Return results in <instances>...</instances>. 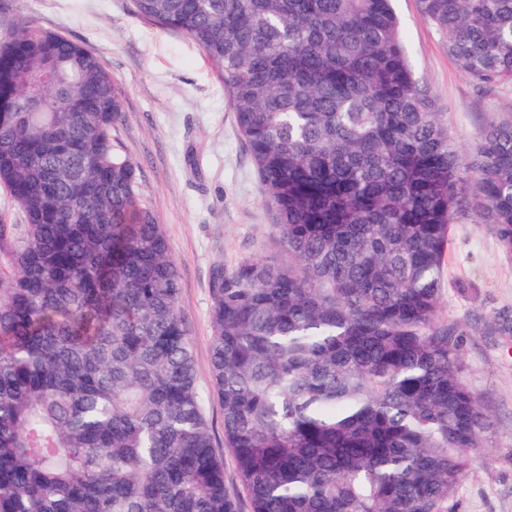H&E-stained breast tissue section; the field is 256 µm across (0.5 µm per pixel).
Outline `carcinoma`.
Listing matches in <instances>:
<instances>
[{
	"label": "carcinoma",
	"instance_id": "obj_1",
	"mask_svg": "<svg viewBox=\"0 0 512 512\" xmlns=\"http://www.w3.org/2000/svg\"><path fill=\"white\" fill-rule=\"evenodd\" d=\"M215 66L282 252L211 274L210 372L250 512H456L489 415L439 320L450 226L512 255V122L462 154L392 0H133ZM481 84L512 79V0H419ZM36 112H15L26 100ZM83 45L0 40V512H240L162 225L112 144Z\"/></svg>",
	"mask_w": 512,
	"mask_h": 512
}]
</instances>
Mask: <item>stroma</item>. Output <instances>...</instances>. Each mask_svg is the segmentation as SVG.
Here are the masks:
<instances>
[{
  "label": "stroma",
  "mask_w": 512,
  "mask_h": 512,
  "mask_svg": "<svg viewBox=\"0 0 512 512\" xmlns=\"http://www.w3.org/2000/svg\"><path fill=\"white\" fill-rule=\"evenodd\" d=\"M393 6L417 79L459 150L474 152L485 125L512 121V80L479 90L449 58L418 0ZM23 19L83 44L112 75L123 107L114 146L135 164L137 201L162 224L178 266L215 449L228 490L241 493L212 396L210 273L279 247L267 190L224 85L192 40L140 18L133 0H0V37ZM439 316L457 324L466 382L491 419L476 465L457 485V512H512V256L477 215L450 227Z\"/></svg>",
  "instance_id": "obj_1"
}]
</instances>
